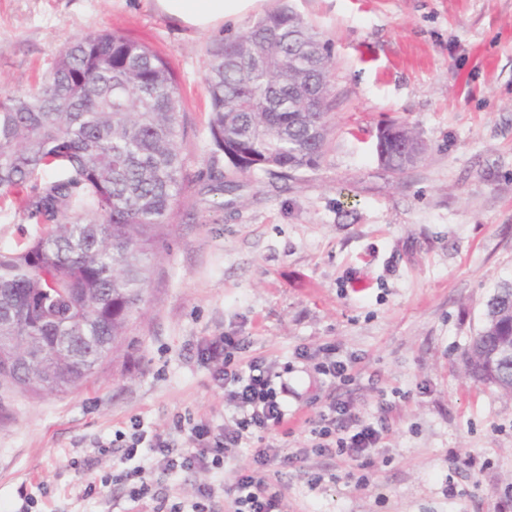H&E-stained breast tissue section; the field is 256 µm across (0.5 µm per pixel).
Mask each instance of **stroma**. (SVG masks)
Instances as JSON below:
<instances>
[{
	"label": "stroma",
	"instance_id": "1",
	"mask_svg": "<svg viewBox=\"0 0 512 512\" xmlns=\"http://www.w3.org/2000/svg\"><path fill=\"white\" fill-rule=\"evenodd\" d=\"M289 2L327 43L329 135L319 166L242 177L210 192L208 48ZM118 30L173 64L184 109L187 182L173 206L135 343L66 394L0 400V512H154L223 471L164 474L153 458L99 456L132 421L177 450L174 422L223 425L224 390L205 339L245 337L246 356L287 368L289 434L268 471L284 512H512V398L471 378L463 354L496 285L512 281V0H263L202 31L155 0H0V88L36 85L68 42ZM412 128L426 151L403 173L380 164L379 129ZM333 343L356 381L319 382L300 348ZM350 401L387 431L366 466L309 454L308 403ZM84 461V469L72 466ZM144 467L153 494L132 504L114 482Z\"/></svg>",
	"mask_w": 512,
	"mask_h": 512
}]
</instances>
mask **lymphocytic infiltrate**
Listing matches in <instances>:
<instances>
[{
  "instance_id": "lymphocytic-infiltrate-1",
  "label": "lymphocytic infiltrate",
  "mask_w": 512,
  "mask_h": 512,
  "mask_svg": "<svg viewBox=\"0 0 512 512\" xmlns=\"http://www.w3.org/2000/svg\"><path fill=\"white\" fill-rule=\"evenodd\" d=\"M244 337L227 334L205 340L202 355L214 366V377L224 385V405L230 410L228 424L214 428L203 419L181 418L179 428L191 446L185 453L174 452L170 443L157 435H148L140 423H132L130 433L116 434L112 442H98L99 455L123 449L131 458L141 450L158 455L167 471H217L224 467L227 449L241 447L245 440L257 438L258 444L248 468L226 487L233 512H282V492L272 484L266 469L277 457L267 434L286 428L291 415L285 404L286 385L276 384V372L260 356L243 357ZM302 360L314 363L321 382L348 384L354 381L352 361L336 356L334 345L327 344L312 352H297ZM312 436L311 450L317 455L345 456L357 461L377 448L387 430L384 421L364 420L349 402L332 400L317 408L308 418Z\"/></svg>"
}]
</instances>
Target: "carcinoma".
<instances>
[{
	"instance_id": "cac0c4a2",
	"label": "carcinoma",
	"mask_w": 512,
	"mask_h": 512,
	"mask_svg": "<svg viewBox=\"0 0 512 512\" xmlns=\"http://www.w3.org/2000/svg\"><path fill=\"white\" fill-rule=\"evenodd\" d=\"M213 154L240 178L286 177L325 153L331 54L284 4L207 51ZM182 100L171 62L123 33L67 43L36 86L0 94V200L34 231L0 248V391L66 393L114 358L146 301L153 262L183 189ZM401 173V142L386 143ZM51 170L54 176L44 179ZM512 285L487 302L468 374L512 397Z\"/></svg>"
}]
</instances>
